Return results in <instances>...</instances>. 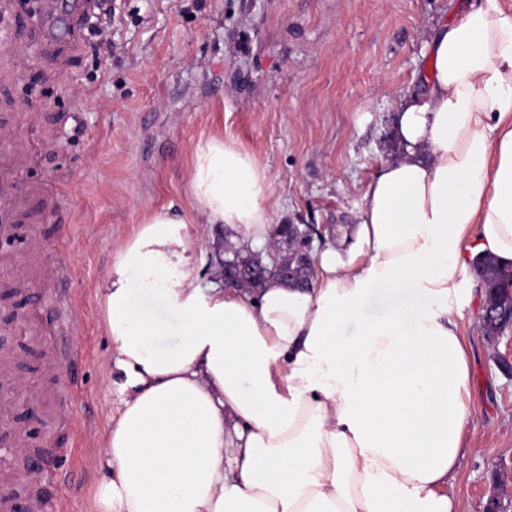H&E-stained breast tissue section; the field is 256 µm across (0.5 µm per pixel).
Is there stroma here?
<instances>
[{
	"label": "stroma",
	"instance_id": "stroma-1",
	"mask_svg": "<svg viewBox=\"0 0 512 512\" xmlns=\"http://www.w3.org/2000/svg\"><path fill=\"white\" fill-rule=\"evenodd\" d=\"M120 22L111 46L89 31L91 0L70 17L77 42L54 35L57 0H0V179L16 189L14 236L0 241V315L57 323L65 294L79 326L50 340L65 360L67 415H48L52 372L21 375L28 454L41 457L47 512H97L95 460L123 393L109 369L100 288L115 253L153 210L187 203L196 143L221 135L272 178L275 224L347 232L364 188L400 153L394 117L424 84L432 27L471 0H106ZM43 263L70 246L57 284L25 273L31 241ZM480 296L462 306L470 362L467 451L453 492L461 512L512 499V376L478 327Z\"/></svg>",
	"mask_w": 512,
	"mask_h": 512
}]
</instances>
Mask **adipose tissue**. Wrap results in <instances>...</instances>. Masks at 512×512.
Segmentation results:
<instances>
[{"instance_id": "adipose-tissue-1", "label": "adipose tissue", "mask_w": 512, "mask_h": 512, "mask_svg": "<svg viewBox=\"0 0 512 512\" xmlns=\"http://www.w3.org/2000/svg\"><path fill=\"white\" fill-rule=\"evenodd\" d=\"M426 46L405 151L354 216L357 253L327 244L310 288L203 276L201 225L273 242L271 177L220 136L191 155L186 209L153 211L119 247L100 293L127 380L96 462L101 512H459L461 307L477 257L512 266V10L477 0ZM380 296L391 305L365 315Z\"/></svg>"}]
</instances>
